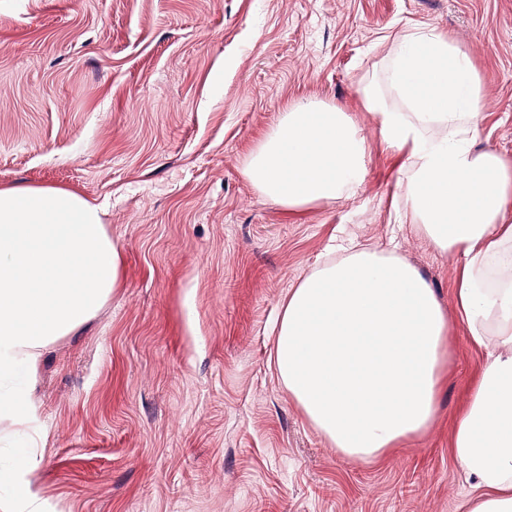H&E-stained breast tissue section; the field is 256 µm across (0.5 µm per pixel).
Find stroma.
Returning a JSON list of instances; mask_svg holds the SVG:
<instances>
[{
	"instance_id": "obj_1",
	"label": "stroma",
	"mask_w": 512,
	"mask_h": 512,
	"mask_svg": "<svg viewBox=\"0 0 512 512\" xmlns=\"http://www.w3.org/2000/svg\"><path fill=\"white\" fill-rule=\"evenodd\" d=\"M410 25L469 55L477 144L512 160V0H0V186L104 204L123 255L42 356L48 512H461L451 428L484 354L460 325L435 426L380 461L332 448L274 358L289 291L351 240L396 245L454 311L457 260L397 222L405 157L359 93ZM301 100L342 108L368 154L352 195L291 211L246 166Z\"/></svg>"
}]
</instances>
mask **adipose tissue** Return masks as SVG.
<instances>
[{"instance_id":"1","label":"adipose tissue","mask_w":512,"mask_h":512,"mask_svg":"<svg viewBox=\"0 0 512 512\" xmlns=\"http://www.w3.org/2000/svg\"><path fill=\"white\" fill-rule=\"evenodd\" d=\"M367 112L408 168L405 215L458 259V320L485 352L453 425L451 452L473 489L466 512H512V161L480 148L482 82L446 35L407 27L385 80H365ZM366 141L333 104L300 101L257 147L247 174L265 197L302 210L354 191ZM103 209L77 192L0 187V404L38 427L42 350L79 329L121 285L122 255ZM448 316L417 268L347 250L292 289L276 365L311 426L350 458L383 457L433 426L447 366ZM34 452L0 484V512H46L27 474Z\"/></svg>"}]
</instances>
